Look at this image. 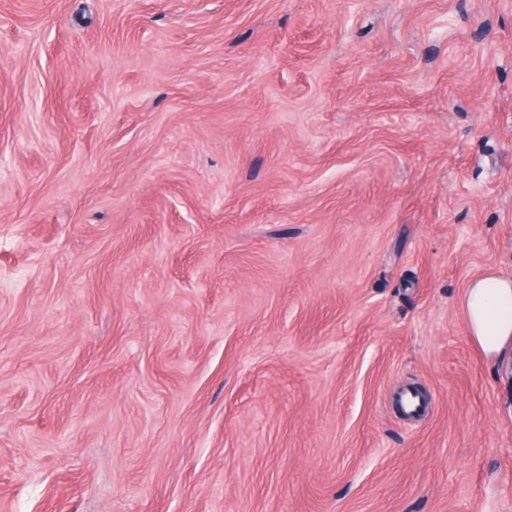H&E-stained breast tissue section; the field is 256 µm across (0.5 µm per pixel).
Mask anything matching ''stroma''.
Returning a JSON list of instances; mask_svg holds the SVG:
<instances>
[{
    "instance_id": "1",
    "label": "stroma",
    "mask_w": 512,
    "mask_h": 512,
    "mask_svg": "<svg viewBox=\"0 0 512 512\" xmlns=\"http://www.w3.org/2000/svg\"><path fill=\"white\" fill-rule=\"evenodd\" d=\"M488 270L512 0H0V512H512ZM474 342L489 357L512 348V279L486 273L474 277L460 297Z\"/></svg>"
}]
</instances>
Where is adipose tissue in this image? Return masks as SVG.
I'll return each mask as SVG.
<instances>
[{"label": "adipose tissue", "mask_w": 512, "mask_h": 512, "mask_svg": "<svg viewBox=\"0 0 512 512\" xmlns=\"http://www.w3.org/2000/svg\"><path fill=\"white\" fill-rule=\"evenodd\" d=\"M474 342L487 356L512 348V279L486 273L474 277L460 297Z\"/></svg>", "instance_id": "1"}]
</instances>
